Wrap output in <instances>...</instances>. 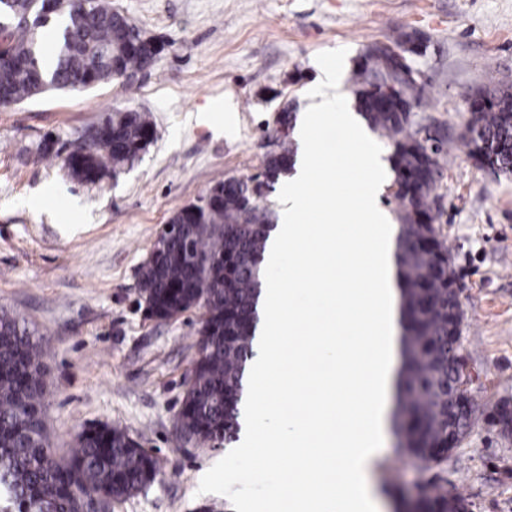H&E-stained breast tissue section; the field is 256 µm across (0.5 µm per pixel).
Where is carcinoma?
Masks as SVG:
<instances>
[{
    "label": "carcinoma",
    "mask_w": 512,
    "mask_h": 512,
    "mask_svg": "<svg viewBox=\"0 0 512 512\" xmlns=\"http://www.w3.org/2000/svg\"><path fill=\"white\" fill-rule=\"evenodd\" d=\"M9 27L0 42V108L50 90H84L117 75L150 67L164 50L137 42L141 30L112 0H0ZM51 38L54 50L43 53ZM389 46L361 55L353 74L357 105L368 126L392 147L399 191L398 262L406 317L403 353L407 369L399 385L398 434L407 461L429 468L448 460L434 447L448 441V387L456 359L448 355V287L456 274L449 248L436 236L431 193L443 167L448 140L440 134L422 144L410 112L385 107L381 83L399 81L389 66ZM470 126L489 142L486 159L512 167V89L486 88ZM151 124L137 110H116L72 142L68 176L96 184L132 165L150 142ZM293 159L288 137L264 162L265 181L228 178L213 185L208 206L185 207L171 217L178 236L162 247L140 275V295L156 318L167 320L192 308L204 315L198 329L191 394L177 432L205 443L237 434L245 365L257 318L259 262L274 214L260 206L264 183L274 185ZM202 263L190 264L188 255ZM41 338L25 321L0 311V512H96V507L131 496L161 474L160 461L131 447L127 433L110 425L78 435L77 448L58 459L44 438L40 399L47 382L39 361ZM425 498L400 512L433 509L467 499L434 479Z\"/></svg>",
    "instance_id": "1"
}]
</instances>
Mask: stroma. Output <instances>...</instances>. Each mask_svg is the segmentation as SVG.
Listing matches in <instances>:
<instances>
[{
  "mask_svg": "<svg viewBox=\"0 0 512 512\" xmlns=\"http://www.w3.org/2000/svg\"><path fill=\"white\" fill-rule=\"evenodd\" d=\"M112 2L164 42L150 68L0 109V308L44 336L41 403L57 456L72 453L83 429L117 426L162 473L105 512H279L286 463L176 439L203 311L150 318L137 302L139 272L175 211L262 168L281 110L305 111L330 61L355 105L357 57L415 32L428 49L412 58L424 88L412 118L448 134L438 226L462 285L460 354L474 415L460 447L432 470L407 465L388 431L372 477L385 512L436 476L472 512H512V434L495 417L512 404V176L479 167L463 141L465 90L512 85V0ZM125 107L154 128L141 158L98 185L68 177L61 156L72 140ZM47 138L57 152L49 159L39 154Z\"/></svg>",
  "mask_w": 512,
  "mask_h": 512,
  "instance_id": "obj_1",
  "label": "stroma"
}]
</instances>
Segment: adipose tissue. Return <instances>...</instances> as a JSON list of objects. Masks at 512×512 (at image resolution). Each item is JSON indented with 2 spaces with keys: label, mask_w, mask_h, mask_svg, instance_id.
Masks as SVG:
<instances>
[{
  "label": "adipose tissue",
  "mask_w": 512,
  "mask_h": 512,
  "mask_svg": "<svg viewBox=\"0 0 512 512\" xmlns=\"http://www.w3.org/2000/svg\"><path fill=\"white\" fill-rule=\"evenodd\" d=\"M337 67L312 87L293 136V169L282 186L288 206L267 242L260 296L262 333L244 450L289 460L283 512H380L371 466L399 383L396 226L380 206L391 175L374 137L333 87ZM346 134L341 158L319 151L316 122ZM365 170L347 181L349 163ZM320 184V195L309 192Z\"/></svg>",
  "instance_id": "adipose-tissue-1"
}]
</instances>
